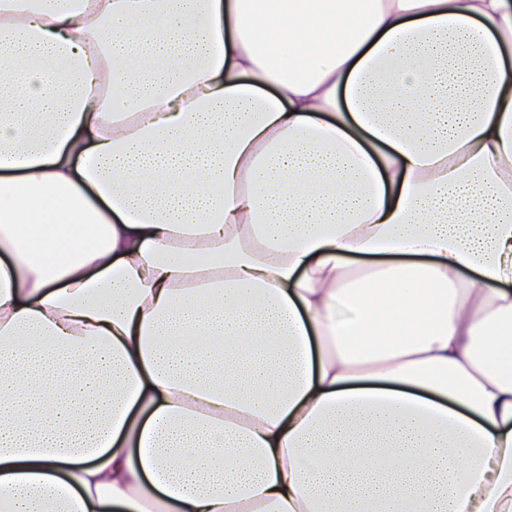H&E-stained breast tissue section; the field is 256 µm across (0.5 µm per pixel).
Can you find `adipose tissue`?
<instances>
[{
  "instance_id": "ef3b65f1",
  "label": "adipose tissue",
  "mask_w": 512,
  "mask_h": 512,
  "mask_svg": "<svg viewBox=\"0 0 512 512\" xmlns=\"http://www.w3.org/2000/svg\"><path fill=\"white\" fill-rule=\"evenodd\" d=\"M512 0H0L5 512H512Z\"/></svg>"
}]
</instances>
